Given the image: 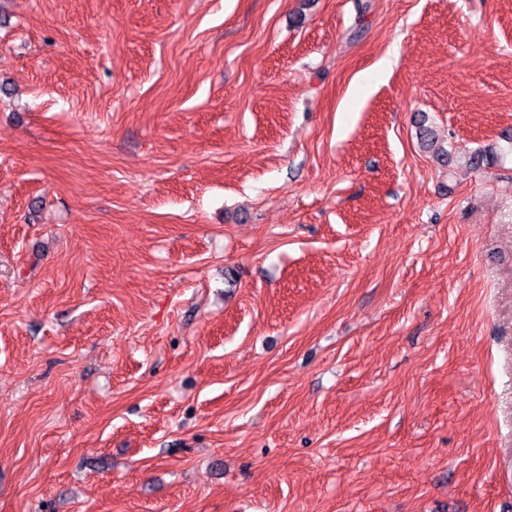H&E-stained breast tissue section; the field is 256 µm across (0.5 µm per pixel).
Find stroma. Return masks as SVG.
Segmentation results:
<instances>
[{"label":"stroma","mask_w":512,"mask_h":512,"mask_svg":"<svg viewBox=\"0 0 512 512\" xmlns=\"http://www.w3.org/2000/svg\"><path fill=\"white\" fill-rule=\"evenodd\" d=\"M0 512H512V0H0Z\"/></svg>","instance_id":"1"}]
</instances>
